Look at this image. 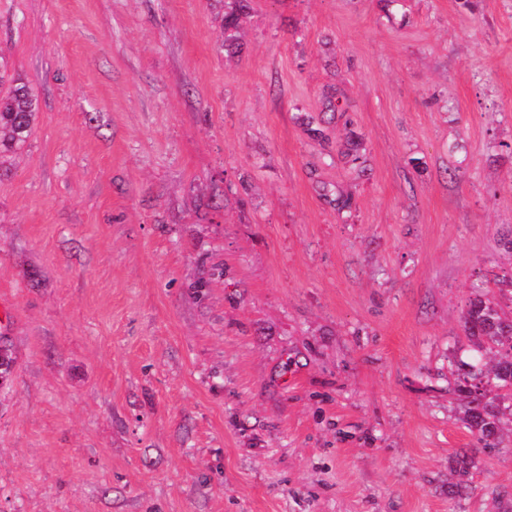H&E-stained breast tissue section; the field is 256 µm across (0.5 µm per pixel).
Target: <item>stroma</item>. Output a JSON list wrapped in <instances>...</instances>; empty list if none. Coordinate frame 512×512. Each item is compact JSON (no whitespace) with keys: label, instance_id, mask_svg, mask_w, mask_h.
I'll use <instances>...</instances> for the list:
<instances>
[{"label":"stroma","instance_id":"35a3bbf8","mask_svg":"<svg viewBox=\"0 0 512 512\" xmlns=\"http://www.w3.org/2000/svg\"><path fill=\"white\" fill-rule=\"evenodd\" d=\"M237 37L224 0H0L38 106L0 512H512L452 372L472 284L512 308V0H251ZM321 112L322 114L328 115L329 117L324 119V116L320 121H316V118L310 116L303 119L306 121L307 132L308 134L316 140L320 141H328V126L323 124L330 125L334 122L335 119H344V124L350 125L352 123L351 118L347 116L348 110L341 106L339 97L336 91H327L322 96L321 101Z\"/></svg>","mask_w":512,"mask_h":512}]
</instances>
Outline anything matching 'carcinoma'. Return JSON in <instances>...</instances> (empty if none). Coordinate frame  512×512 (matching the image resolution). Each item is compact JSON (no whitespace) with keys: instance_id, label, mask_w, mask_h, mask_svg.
Masks as SVG:
<instances>
[{"instance_id":"1","label":"carcinoma","mask_w":512,"mask_h":512,"mask_svg":"<svg viewBox=\"0 0 512 512\" xmlns=\"http://www.w3.org/2000/svg\"><path fill=\"white\" fill-rule=\"evenodd\" d=\"M224 42L236 40L239 16L249 9L248 0H225ZM36 101L24 85L12 87L0 96V148L9 150L25 141L32 127ZM321 112L327 118H304L308 134L329 140L328 125L336 119L351 124L348 110L341 106L337 92L322 96ZM461 329L474 341L469 360L456 365L455 392L464 401L463 422L485 448L502 442L505 415L512 416V316L482 290L469 298L462 312Z\"/></svg>"}]
</instances>
